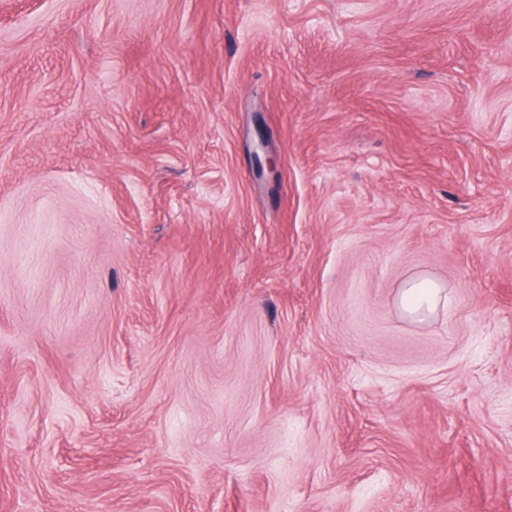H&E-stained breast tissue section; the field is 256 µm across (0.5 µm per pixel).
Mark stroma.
Segmentation results:
<instances>
[{
    "instance_id": "stroma-1",
    "label": "stroma",
    "mask_w": 512,
    "mask_h": 512,
    "mask_svg": "<svg viewBox=\"0 0 512 512\" xmlns=\"http://www.w3.org/2000/svg\"><path fill=\"white\" fill-rule=\"evenodd\" d=\"M0 512H512V0H0ZM441 290L427 279L410 280L401 290L400 306L408 317L422 320L438 308Z\"/></svg>"
}]
</instances>
